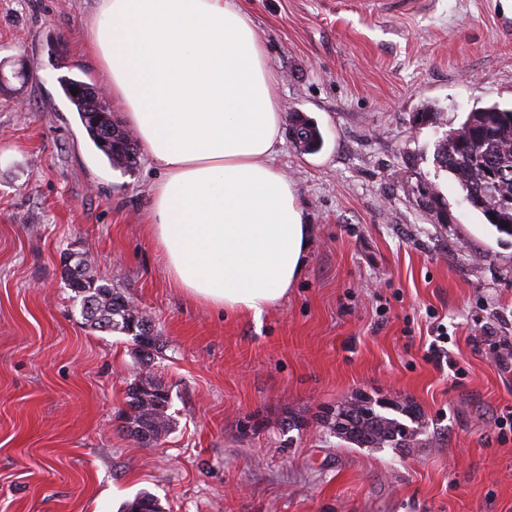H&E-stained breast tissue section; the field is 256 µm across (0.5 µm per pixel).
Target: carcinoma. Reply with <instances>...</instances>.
Returning <instances> with one entry per match:
<instances>
[{
  "mask_svg": "<svg viewBox=\"0 0 512 512\" xmlns=\"http://www.w3.org/2000/svg\"><path fill=\"white\" fill-rule=\"evenodd\" d=\"M82 86L75 80L63 82V92L75 106L91 141L104 154L112 168L129 171L137 164V141L117 123L110 121L112 137L104 139L102 126L92 120V113L102 110L96 100L72 91ZM456 143L441 136L435 143L434 160L440 170L450 174L469 206L480 212L486 222L512 237V207L496 205L488 195V174L498 177L494 193L512 198V108L497 104L468 113L451 129ZM289 133L301 152L313 153L322 146V136L315 123L298 112L290 117ZM67 286L79 301L81 314L90 328L106 333L118 332L130 337L141 366L127 389L123 411L124 425L131 436L150 445L159 442L171 429L168 413L171 405L168 387L149 370L154 354L159 352L157 331L152 320L142 315L130 299L114 284L94 276L83 252L65 256ZM321 423L347 442L365 448H404L419 425V416L408 407L392 401L358 395L338 409L327 408ZM122 512H162L157 498L141 494L124 504Z\"/></svg>",
  "mask_w": 512,
  "mask_h": 512,
  "instance_id": "carcinoma-1",
  "label": "carcinoma"
}]
</instances>
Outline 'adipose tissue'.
I'll return each instance as SVG.
<instances>
[{
    "instance_id": "adipose-tissue-1",
    "label": "adipose tissue",
    "mask_w": 512,
    "mask_h": 512,
    "mask_svg": "<svg viewBox=\"0 0 512 512\" xmlns=\"http://www.w3.org/2000/svg\"><path fill=\"white\" fill-rule=\"evenodd\" d=\"M86 47L160 173L146 233L172 284L261 317L299 277L309 238L270 162L283 114L252 18L238 0H97Z\"/></svg>"
}]
</instances>
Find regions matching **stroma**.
I'll list each match as a JSON object with an SVG mask.
<instances>
[{
	"label": "stroma",
	"instance_id": "obj_1",
	"mask_svg": "<svg viewBox=\"0 0 512 512\" xmlns=\"http://www.w3.org/2000/svg\"><path fill=\"white\" fill-rule=\"evenodd\" d=\"M96 0H0V512H512V374L479 325L512 331V237L470 208L434 144L472 110L512 105V0H240L283 113L311 118L313 154L276 164L303 202L306 264L260 318L172 285L144 226L158 173L113 169L61 79L103 85L84 51ZM25 111H18V103ZM432 106L439 127L418 120ZM435 185L445 208L424 207ZM86 252L154 323L151 368L173 430H122L137 368L120 333L85 324L63 275ZM458 363L426 361L433 322ZM405 401L408 448H360L319 416L355 393Z\"/></svg>",
	"mask_w": 512,
	"mask_h": 512
}]
</instances>
